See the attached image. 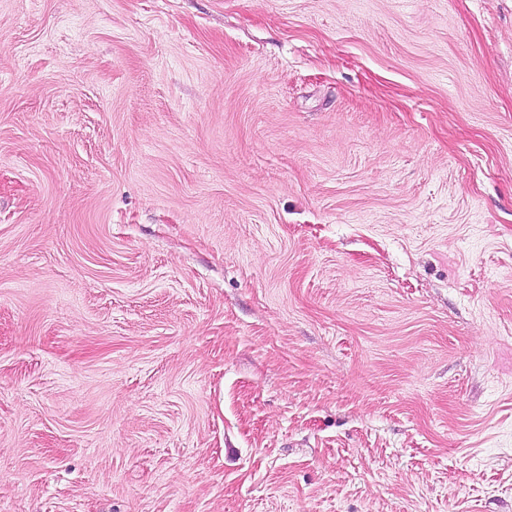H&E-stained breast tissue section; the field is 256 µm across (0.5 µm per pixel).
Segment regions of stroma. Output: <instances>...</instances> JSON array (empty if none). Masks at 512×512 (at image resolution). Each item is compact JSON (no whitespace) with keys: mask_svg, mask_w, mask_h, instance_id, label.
Listing matches in <instances>:
<instances>
[{"mask_svg":"<svg viewBox=\"0 0 512 512\" xmlns=\"http://www.w3.org/2000/svg\"><path fill=\"white\" fill-rule=\"evenodd\" d=\"M0 512H512V0H0Z\"/></svg>","mask_w":512,"mask_h":512,"instance_id":"35a3bbf8","label":"stroma"}]
</instances>
